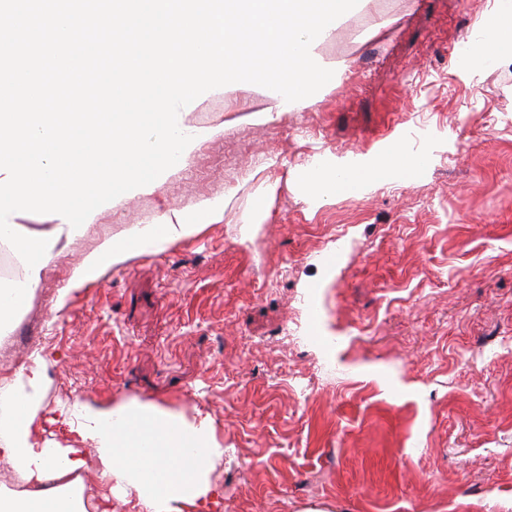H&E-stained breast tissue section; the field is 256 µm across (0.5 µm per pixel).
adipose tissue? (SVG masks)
Returning a JSON list of instances; mask_svg holds the SVG:
<instances>
[{
    "label": "adipose tissue",
    "mask_w": 512,
    "mask_h": 512,
    "mask_svg": "<svg viewBox=\"0 0 512 512\" xmlns=\"http://www.w3.org/2000/svg\"><path fill=\"white\" fill-rule=\"evenodd\" d=\"M512 47V0H496L492 26L469 54L471 65L488 66L500 48ZM412 160L403 141L393 142L385 158L340 157L322 160L306 172L312 199L351 190L358 183L398 176ZM224 203L205 202L198 215L162 218L134 229L121 242L104 241L74 269L71 282L96 281L101 272L134 252H160L195 235L201 224L221 222ZM44 377L19 371L0 385V462L20 477L25 489L0 491V512H86L85 448L94 449L101 476L113 496L136 502L143 512H201L219 490L211 479L224 448L207 421H193L153 404L130 402L109 411L78 408L80 447L61 446L43 436Z\"/></svg>",
    "instance_id": "ef3b65f1"
}]
</instances>
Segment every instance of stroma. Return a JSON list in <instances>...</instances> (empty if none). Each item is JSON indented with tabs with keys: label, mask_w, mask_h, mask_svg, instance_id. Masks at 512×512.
Wrapping results in <instances>:
<instances>
[{
	"label": "stroma",
	"mask_w": 512,
	"mask_h": 512,
	"mask_svg": "<svg viewBox=\"0 0 512 512\" xmlns=\"http://www.w3.org/2000/svg\"><path fill=\"white\" fill-rule=\"evenodd\" d=\"M490 7L362 0L317 45L336 75L307 108L233 83L185 109L211 138L101 209L11 323L51 339L46 437L71 443L77 402L151 403L210 419L208 512H512V47L462 61ZM397 137L422 172L309 199L310 157ZM214 199L221 222L72 288L104 240Z\"/></svg>",
	"instance_id": "1"
}]
</instances>
